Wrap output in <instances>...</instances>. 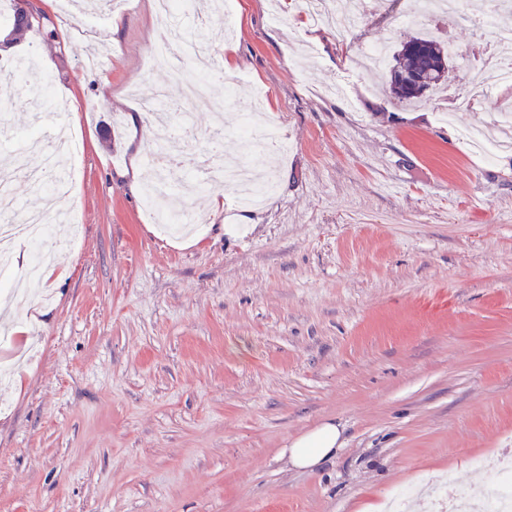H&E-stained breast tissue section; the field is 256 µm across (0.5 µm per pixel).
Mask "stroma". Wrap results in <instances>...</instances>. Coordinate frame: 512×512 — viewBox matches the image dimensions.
<instances>
[{"label": "stroma", "mask_w": 512, "mask_h": 512, "mask_svg": "<svg viewBox=\"0 0 512 512\" xmlns=\"http://www.w3.org/2000/svg\"><path fill=\"white\" fill-rule=\"evenodd\" d=\"M16 56L51 58L34 108L0 75V175L18 206L35 197L17 155L35 112L54 113L80 150L57 207L79 224L54 276L0 291V512H432L433 488L489 481L512 451V87L470 83L512 8L466 0L445 20L417 0H370L339 35L302 0H237L234 35L203 14L185 29L229 59L223 126L190 108L207 153L268 173L273 195L238 205L222 183L180 193L201 232L167 236L145 197L154 113L134 89L180 91L149 55L154 0H115L106 64L47 0ZM433 31L455 52L447 85L417 107L358 71L378 39ZM340 83L344 92L325 94ZM288 144L244 149L233 130L257 89ZM140 171L132 180V171ZM224 201L212 206L213 197ZM344 425L336 460L289 469L280 452L321 422Z\"/></svg>", "instance_id": "35a3bbf8"}]
</instances>
